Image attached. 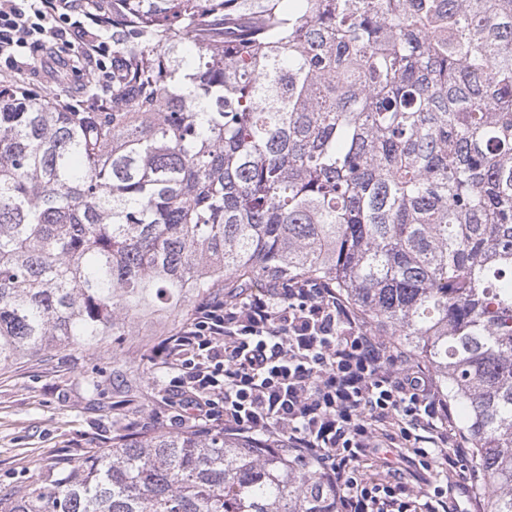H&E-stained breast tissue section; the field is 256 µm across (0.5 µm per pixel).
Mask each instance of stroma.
Returning a JSON list of instances; mask_svg holds the SVG:
<instances>
[{
	"instance_id": "1",
	"label": "stroma",
	"mask_w": 512,
	"mask_h": 512,
	"mask_svg": "<svg viewBox=\"0 0 512 512\" xmlns=\"http://www.w3.org/2000/svg\"><path fill=\"white\" fill-rule=\"evenodd\" d=\"M79 72L58 80L51 67L27 73L42 99L96 96L94 62L83 59L79 41L56 46ZM187 294L178 314L154 311L136 318L123 336L103 339L95 351L61 347L41 358L0 369V494L22 495L40 487L59 458L78 462L114 436L184 432L191 424L164 393L172 370L151 360V348L180 328L203 300Z\"/></svg>"
}]
</instances>
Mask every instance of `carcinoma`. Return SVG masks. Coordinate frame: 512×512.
<instances>
[{"instance_id":"cac0c4a2","label":"carcinoma","mask_w":512,"mask_h":512,"mask_svg":"<svg viewBox=\"0 0 512 512\" xmlns=\"http://www.w3.org/2000/svg\"><path fill=\"white\" fill-rule=\"evenodd\" d=\"M321 279L432 369L512 512V0H112V86L0 94V367L157 300ZM222 434L122 436L0 512H334Z\"/></svg>"}]
</instances>
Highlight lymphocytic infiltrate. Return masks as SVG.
Returning a JSON list of instances; mask_svg holds the SVG:
<instances>
[{"instance_id":"lymphocytic-infiltrate-1","label":"lymphocytic infiltrate","mask_w":512,"mask_h":512,"mask_svg":"<svg viewBox=\"0 0 512 512\" xmlns=\"http://www.w3.org/2000/svg\"><path fill=\"white\" fill-rule=\"evenodd\" d=\"M106 0H0V63L14 74L37 67L47 44L85 32V57L111 56L97 34ZM152 361L175 366L169 399L193 411L200 433L267 447L289 464L315 469L336 512H462L476 475L462 434L426 370L376 336L350 303L314 279L215 294L160 340ZM412 449L422 468L443 462L442 478L414 489L393 466ZM381 462L387 478L368 477Z\"/></svg>"}]
</instances>
